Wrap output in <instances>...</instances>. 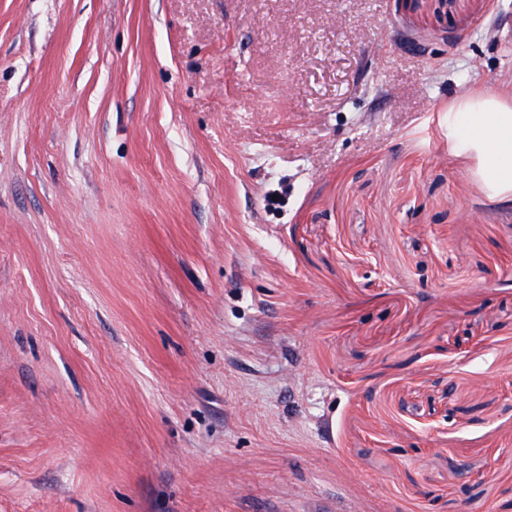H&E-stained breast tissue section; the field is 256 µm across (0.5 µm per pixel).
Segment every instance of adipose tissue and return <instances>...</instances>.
<instances>
[{"instance_id":"adipose-tissue-1","label":"adipose tissue","mask_w":512,"mask_h":512,"mask_svg":"<svg viewBox=\"0 0 512 512\" xmlns=\"http://www.w3.org/2000/svg\"><path fill=\"white\" fill-rule=\"evenodd\" d=\"M455 109L467 121L468 150L479 158V174L490 191L512 195V102L496 92L459 100Z\"/></svg>"}]
</instances>
